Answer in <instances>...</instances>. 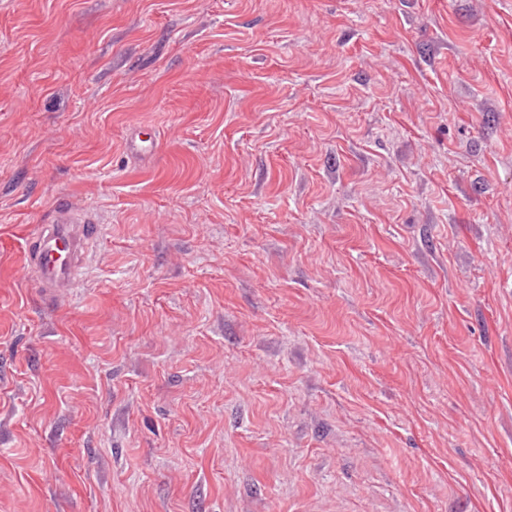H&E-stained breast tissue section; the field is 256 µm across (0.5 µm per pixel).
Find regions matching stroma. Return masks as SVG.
<instances>
[{
    "label": "stroma",
    "mask_w": 512,
    "mask_h": 512,
    "mask_svg": "<svg viewBox=\"0 0 512 512\" xmlns=\"http://www.w3.org/2000/svg\"><path fill=\"white\" fill-rule=\"evenodd\" d=\"M0 512H512V0H0ZM81 210L70 200L58 201L46 224H40L32 235L35 248L28 256V270L46 292L72 288L78 278V256L98 238L99 226L92 216L74 217Z\"/></svg>",
    "instance_id": "35a3bbf8"
}]
</instances>
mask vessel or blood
Listing matches in <instances>:
<instances>
[{
  "label": "vessel or blood",
  "mask_w": 512,
  "mask_h": 512,
  "mask_svg": "<svg viewBox=\"0 0 512 512\" xmlns=\"http://www.w3.org/2000/svg\"><path fill=\"white\" fill-rule=\"evenodd\" d=\"M78 207L72 201L57 202L46 224L34 233V250L28 256V269L46 292L72 287L78 278V256L83 255L99 235L93 217L77 219Z\"/></svg>",
  "instance_id": "obj_1"
}]
</instances>
